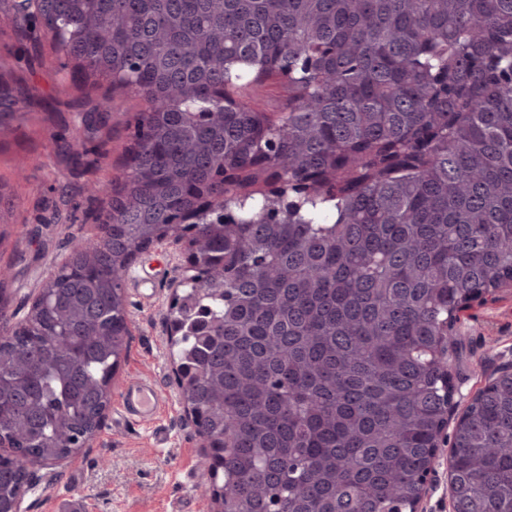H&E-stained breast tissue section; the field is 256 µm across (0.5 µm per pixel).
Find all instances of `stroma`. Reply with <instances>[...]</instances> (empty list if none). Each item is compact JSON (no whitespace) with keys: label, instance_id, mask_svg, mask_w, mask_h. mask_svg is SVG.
Segmentation results:
<instances>
[{"label":"stroma","instance_id":"obj_1","mask_svg":"<svg viewBox=\"0 0 512 512\" xmlns=\"http://www.w3.org/2000/svg\"><path fill=\"white\" fill-rule=\"evenodd\" d=\"M30 72L46 108L0 134V302L21 318L71 241L97 234L101 204L86 186L122 171L130 126L142 107L135 96L115 98L106 151L90 142L79 162L67 164L56 143L75 138L76 130L48 121L46 110L77 98L79 91L52 54ZM182 260L181 247L166 242L132 263L124 282L132 335L112 380L105 420L91 447L39 469L38 489L28 497L31 512H214L201 487L204 443L184 423L169 353L170 283ZM511 360L512 292H505L463 320L451 373L469 397ZM139 379L154 381L165 399L149 424L120 413L124 386ZM449 454L450 442L442 440L432 465L434 486L422 498L421 512H451Z\"/></svg>","mask_w":512,"mask_h":512}]
</instances>
